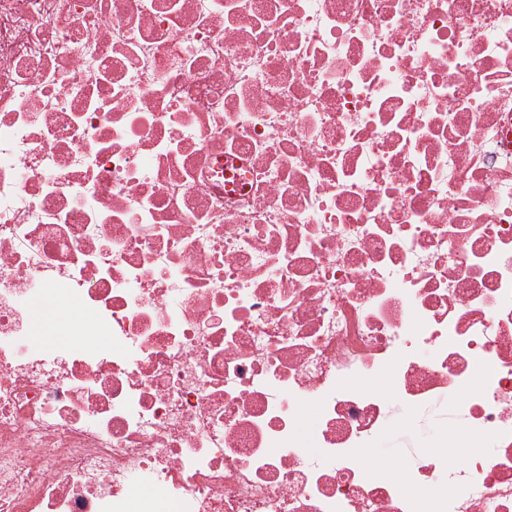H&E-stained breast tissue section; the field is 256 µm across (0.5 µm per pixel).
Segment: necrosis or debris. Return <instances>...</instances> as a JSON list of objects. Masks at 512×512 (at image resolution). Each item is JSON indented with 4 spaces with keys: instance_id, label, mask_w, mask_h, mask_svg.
Here are the masks:
<instances>
[{
    "instance_id": "necrosis-or-debris-1",
    "label": "necrosis or debris",
    "mask_w": 512,
    "mask_h": 512,
    "mask_svg": "<svg viewBox=\"0 0 512 512\" xmlns=\"http://www.w3.org/2000/svg\"><path fill=\"white\" fill-rule=\"evenodd\" d=\"M0 512H512V0H0ZM392 412L393 417H406L411 426L402 430L396 424H391L383 436L373 441L371 448H374L375 456L384 461H404L412 456L433 453L434 435L448 422V398L439 399L414 412L394 405Z\"/></svg>"
}]
</instances>
